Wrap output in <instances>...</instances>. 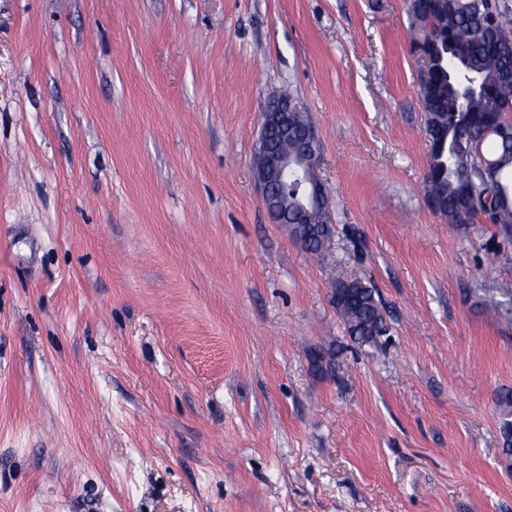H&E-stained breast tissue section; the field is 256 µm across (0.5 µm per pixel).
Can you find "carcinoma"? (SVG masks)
I'll return each instance as SVG.
<instances>
[{
	"mask_svg": "<svg viewBox=\"0 0 512 512\" xmlns=\"http://www.w3.org/2000/svg\"><path fill=\"white\" fill-rule=\"evenodd\" d=\"M413 23L430 36L436 54H445L420 84L430 149L426 195L437 200L450 224H469L487 214L496 224L512 225V39L496 0H410ZM299 220L292 235L316 251L331 235L329 217L318 209H292ZM338 314L347 334L359 344L375 341L383 315L373 290L358 281L335 285Z\"/></svg>",
	"mask_w": 512,
	"mask_h": 512,
	"instance_id": "1",
	"label": "carcinoma"
}]
</instances>
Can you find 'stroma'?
<instances>
[{"mask_svg":"<svg viewBox=\"0 0 512 512\" xmlns=\"http://www.w3.org/2000/svg\"><path fill=\"white\" fill-rule=\"evenodd\" d=\"M410 28L407 0H0V512H512V230L428 207ZM283 89L323 255L256 181ZM271 125H279L286 136H288V107L277 99L272 98L262 113L261 134L256 150V157L259 166L256 171V177L262 187L263 199L267 210L277 224L288 223L297 220L299 224H294L291 228L292 235L299 240L303 248L307 251L316 252L322 239H329L331 235V224H328L329 217L322 215L318 209H307L305 213L298 209L288 210L282 207V201L288 203V196L293 204L294 188L292 181L288 183V196L283 193L288 182V171L295 167L294 162L298 163L297 174L301 179L300 187L303 188L302 197L309 194L318 202L322 212L329 211V203L324 193L323 185L315 171V161L317 149L313 148L316 137L313 131L305 128L302 131L303 138L309 145L303 148V151L295 158H288V155L276 153L270 150L265 142V130ZM276 183V196L271 198L269 195L270 182ZM327 199V201L323 198ZM288 218V219H287ZM334 294L347 334L361 345L373 343L383 327V315L373 290L358 281L337 282Z\"/></svg>","mask_w":512,"mask_h":512,"instance_id":"stroma-1","label":"stroma"}]
</instances>
